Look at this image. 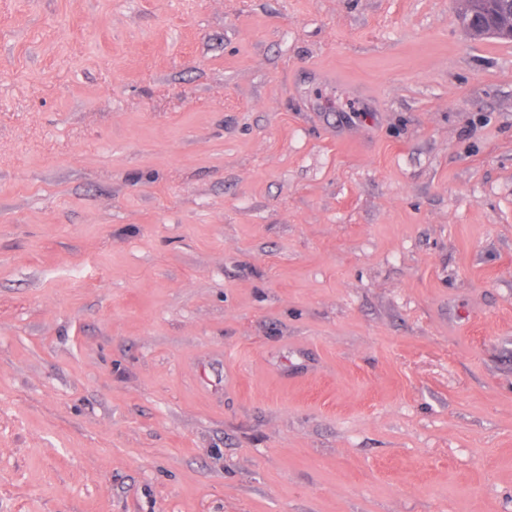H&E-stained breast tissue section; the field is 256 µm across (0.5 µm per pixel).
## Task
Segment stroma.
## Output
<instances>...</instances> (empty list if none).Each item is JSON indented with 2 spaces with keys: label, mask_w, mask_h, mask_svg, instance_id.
<instances>
[{
  "label": "stroma",
  "mask_w": 512,
  "mask_h": 512,
  "mask_svg": "<svg viewBox=\"0 0 512 512\" xmlns=\"http://www.w3.org/2000/svg\"><path fill=\"white\" fill-rule=\"evenodd\" d=\"M458 0H0V512H512V41Z\"/></svg>",
  "instance_id": "1"
}]
</instances>
